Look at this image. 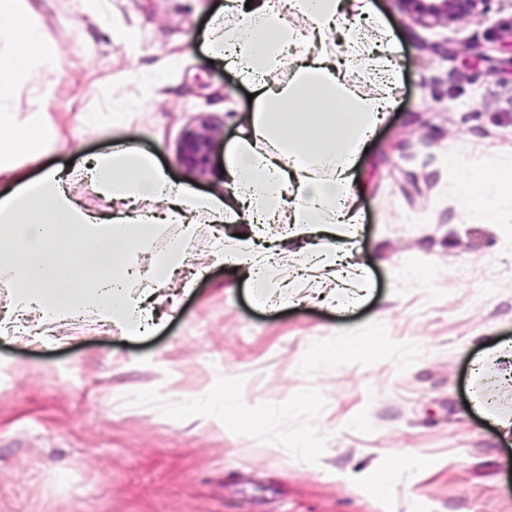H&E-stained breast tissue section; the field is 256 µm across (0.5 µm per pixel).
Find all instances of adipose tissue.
I'll return each mask as SVG.
<instances>
[{
	"label": "adipose tissue",
	"mask_w": 512,
	"mask_h": 512,
	"mask_svg": "<svg viewBox=\"0 0 512 512\" xmlns=\"http://www.w3.org/2000/svg\"><path fill=\"white\" fill-rule=\"evenodd\" d=\"M348 5L364 14L371 10L370 0H288L283 12L261 2L224 36L210 38L216 58L258 93L248 131L225 155V195L200 196L173 184L151 155L131 144L83 159L108 198L165 204L160 221L126 212L95 216L73 200L65 177L54 169L33 180L23 177L20 158L37 161L55 139L42 110L50 87L36 98L32 121L0 113V181L15 185L0 195V285L8 288L0 335L49 337L78 314L128 335L156 327V308L168 301V286L185 265V242L195 233L192 216L199 212L213 224L243 225L232 244L216 240L212 258L244 270L254 288L266 286V256L257 247L266 237L263 227L283 219L288 232L275 245L314 256L332 278L359 270L354 169L393 99L350 87L327 51L294 59L290 51L302 38L288 22L289 16L302 17L321 35ZM4 34L15 49L0 53V86L28 62L49 59L55 51L52 36L29 23L20 0H0ZM288 67L295 73L284 84L276 75ZM448 163L458 171L454 194L464 209L492 211L498 195L512 191V168L476 169L456 156ZM168 224L180 231L156 248ZM141 277L145 285L133 288ZM28 315L34 325H22Z\"/></svg>",
	"instance_id": "obj_1"
}]
</instances>
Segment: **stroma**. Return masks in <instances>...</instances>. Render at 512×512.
Segmentation results:
<instances>
[{
	"instance_id": "obj_1",
	"label": "stroma",
	"mask_w": 512,
	"mask_h": 512,
	"mask_svg": "<svg viewBox=\"0 0 512 512\" xmlns=\"http://www.w3.org/2000/svg\"><path fill=\"white\" fill-rule=\"evenodd\" d=\"M26 2L56 54L0 107L28 121L32 87L52 82L45 110L67 140L24 164L28 177L128 141L173 182L223 193L251 88L203 34L216 17L237 23L232 0ZM371 4L369 47L399 79L354 171L370 293L326 307L339 283L299 277L284 252L267 275L274 306L260 307L243 273L213 264L215 227L202 222L180 272L194 290L156 332L128 338L84 315L51 343L0 336V512H512V439L471 407L512 415L497 364L473 370L512 340V196L488 216L465 211L448 164H512V0L434 25L398 0ZM191 131L211 138L205 164L182 158ZM372 337L380 348L361 351ZM333 342L357 351L331 361ZM216 387L269 419L185 411Z\"/></svg>"
}]
</instances>
